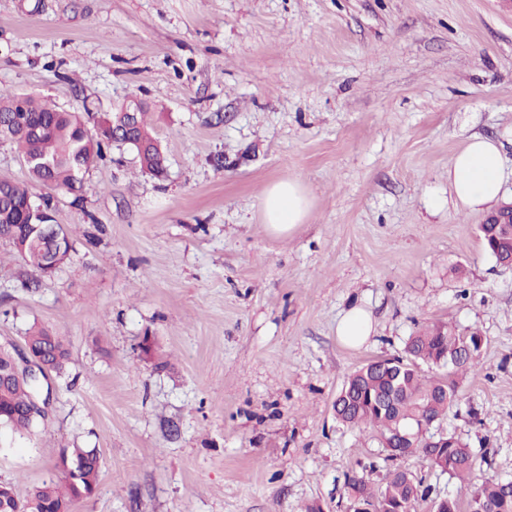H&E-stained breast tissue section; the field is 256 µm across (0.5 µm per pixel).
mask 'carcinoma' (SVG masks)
<instances>
[{
    "label": "carcinoma",
    "instance_id": "obj_1",
    "mask_svg": "<svg viewBox=\"0 0 512 512\" xmlns=\"http://www.w3.org/2000/svg\"><path fill=\"white\" fill-rule=\"evenodd\" d=\"M137 110L135 133L130 137L112 136V126L124 123L123 112ZM21 118L37 134L15 128L0 140L16 144L21 156L37 159L28 167L32 181L80 197L84 176L91 164L104 157V150L115 145L136 153L140 168L154 176L165 173V155L153 136L144 107L122 106L106 115L107 127L101 133L86 128L82 113L63 111L27 94L0 90V121ZM28 189L0 178V240L35 271L42 273L47 263L62 266L73 252L71 235L64 232V244L53 246L46 236L47 222L24 215ZM24 343L45 352L50 372L61 375L69 362L65 340L53 330L32 325ZM485 336L478 330L459 331L447 323L419 328L408 336L404 355L369 361L354 370L336 393L333 409L336 419L350 426L369 425L379 433L385 460L418 454L439 476L460 482L465 501L443 496L433 485L411 472L396 468L385 483L374 487L364 471L375 469L370 462L362 472L346 476L344 488L351 512L364 505L373 512H416L424 505L433 512H512V481L486 479L474 486L477 458L454 431L447 432L448 445L433 448L428 443L448 409L458 400L460 380L480 364ZM436 370L430 376L426 370ZM34 386L12 379H0V431H28L43 421L28 414ZM425 434L417 446L401 443L399 434ZM100 458L95 449L65 448L56 462L55 477L36 486L29 500L20 501L11 485L0 486V512H69L73 502L92 496L97 489Z\"/></svg>",
    "mask_w": 512,
    "mask_h": 512
}]
</instances>
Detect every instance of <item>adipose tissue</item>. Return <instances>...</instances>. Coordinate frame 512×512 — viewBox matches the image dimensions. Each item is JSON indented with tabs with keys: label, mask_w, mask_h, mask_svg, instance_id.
<instances>
[{
	"label": "adipose tissue",
	"mask_w": 512,
	"mask_h": 512,
	"mask_svg": "<svg viewBox=\"0 0 512 512\" xmlns=\"http://www.w3.org/2000/svg\"><path fill=\"white\" fill-rule=\"evenodd\" d=\"M503 159L497 143L474 136L448 168V187L456 206L466 211L481 209L502 193ZM261 208L266 224L277 233L291 231L302 223L307 198L298 182L286 181L268 187Z\"/></svg>",
	"instance_id": "obj_1"
}]
</instances>
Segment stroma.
I'll return each instance as SVG.
<instances>
[{
	"instance_id": "obj_1",
	"label": "stroma",
	"mask_w": 512,
	"mask_h": 512,
	"mask_svg": "<svg viewBox=\"0 0 512 512\" xmlns=\"http://www.w3.org/2000/svg\"><path fill=\"white\" fill-rule=\"evenodd\" d=\"M0 89L96 117L141 100L166 156L156 178L111 149L77 200L0 141V176L75 232L40 278L0 244V344L38 323L71 352L44 424L0 433L18 498L65 448L101 461L71 512H348L370 461L373 486L398 467L463 497L333 412L352 371L435 322L486 338L442 426L512 480V269L448 189L479 135L512 198L506 0H0ZM286 179L309 211L278 235L261 197ZM355 304L359 347L336 334ZM370 315L359 305H353L337 325V336L347 344L363 343L372 332Z\"/></svg>"
}]
</instances>
